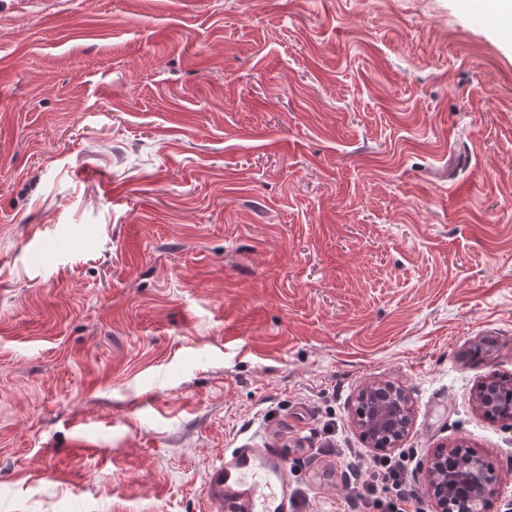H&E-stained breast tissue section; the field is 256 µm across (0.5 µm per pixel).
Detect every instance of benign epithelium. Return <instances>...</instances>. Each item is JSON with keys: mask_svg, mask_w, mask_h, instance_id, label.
<instances>
[{"mask_svg": "<svg viewBox=\"0 0 512 512\" xmlns=\"http://www.w3.org/2000/svg\"><path fill=\"white\" fill-rule=\"evenodd\" d=\"M364 398L373 401L371 421H366L363 413H356V419L362 422L364 440L378 450L398 447L412 423L406 393L391 384H375L368 387ZM475 400L485 412L496 404L497 389L492 382L485 381L477 387ZM427 489L434 512H455V492L467 498L472 512H491L501 496V479L478 454L442 448L428 465Z\"/></svg>", "mask_w": 512, "mask_h": 512, "instance_id": "1", "label": "benign epithelium"}]
</instances>
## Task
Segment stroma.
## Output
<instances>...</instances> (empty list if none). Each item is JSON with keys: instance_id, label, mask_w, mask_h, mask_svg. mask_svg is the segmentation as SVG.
Returning <instances> with one entry per match:
<instances>
[{"instance_id": "1", "label": "stroma", "mask_w": 512, "mask_h": 512, "mask_svg": "<svg viewBox=\"0 0 512 512\" xmlns=\"http://www.w3.org/2000/svg\"><path fill=\"white\" fill-rule=\"evenodd\" d=\"M505 8L0 0V512H209L263 444L294 512L342 507L355 455L431 512L458 444L512 507V421L473 398L512 380ZM377 382L413 408L383 453ZM367 388L368 393L362 399L373 401L372 420L368 422L362 412H355L364 440L378 450L399 447L412 423L409 398L401 388L391 384H375ZM396 396L401 400V406L396 403Z\"/></svg>"}]
</instances>
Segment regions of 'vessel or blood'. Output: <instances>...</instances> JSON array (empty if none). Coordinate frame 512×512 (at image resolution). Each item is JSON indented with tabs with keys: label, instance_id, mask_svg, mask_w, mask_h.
<instances>
[{
	"label": "vessel or blood",
	"instance_id": "b4317fda",
	"mask_svg": "<svg viewBox=\"0 0 512 512\" xmlns=\"http://www.w3.org/2000/svg\"><path fill=\"white\" fill-rule=\"evenodd\" d=\"M290 484L280 449L237 448L209 469L204 493L212 512H288Z\"/></svg>",
	"mask_w": 512,
	"mask_h": 512
}]
</instances>
